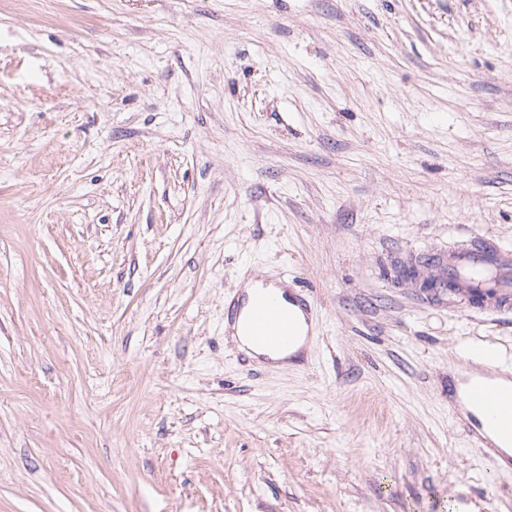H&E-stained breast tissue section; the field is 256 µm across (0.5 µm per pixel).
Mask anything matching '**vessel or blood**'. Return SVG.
<instances>
[{
	"mask_svg": "<svg viewBox=\"0 0 512 512\" xmlns=\"http://www.w3.org/2000/svg\"><path fill=\"white\" fill-rule=\"evenodd\" d=\"M436 263L443 273L442 286L469 300L472 307L491 311L512 306L511 248L465 239L449 247ZM314 313L315 303L309 295L293 291L284 300L277 289L265 284L225 304V333L231 336L241 329L257 345L288 351L304 328L314 327ZM478 355L487 363L486 374L463 375L448 386L451 419L467 437L482 445L490 461L502 457L512 467V455L503 456L486 433L493 427L512 435V385L502 387L489 381V374L497 370L495 353L482 349Z\"/></svg>",
	"mask_w": 512,
	"mask_h": 512,
	"instance_id": "vessel-or-blood-1",
	"label": "vessel or blood"
}]
</instances>
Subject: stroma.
I'll use <instances>...</instances> for the list:
<instances>
[{"label": "stroma", "instance_id": "stroma-1", "mask_svg": "<svg viewBox=\"0 0 512 512\" xmlns=\"http://www.w3.org/2000/svg\"><path fill=\"white\" fill-rule=\"evenodd\" d=\"M512 0H0V512H512L448 413L512 311ZM317 301L244 371L224 299ZM434 262L443 273L440 285L457 292L471 308L491 311L512 305L511 248L488 240L465 239Z\"/></svg>", "mask_w": 512, "mask_h": 512}]
</instances>
